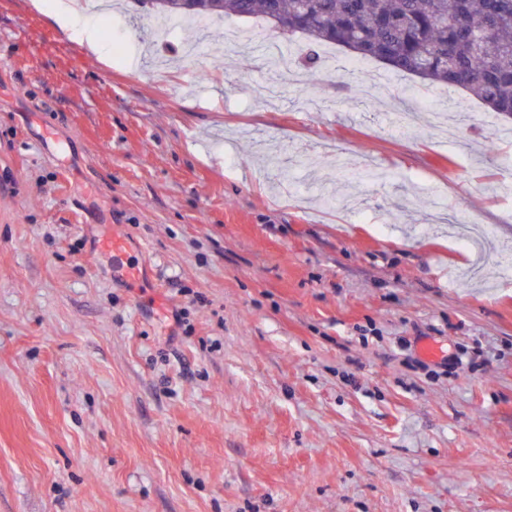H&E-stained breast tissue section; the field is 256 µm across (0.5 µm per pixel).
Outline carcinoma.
Wrapping results in <instances>:
<instances>
[{"mask_svg": "<svg viewBox=\"0 0 512 512\" xmlns=\"http://www.w3.org/2000/svg\"><path fill=\"white\" fill-rule=\"evenodd\" d=\"M149 2L158 23L260 16L285 40L331 43L512 115V0H200L193 9Z\"/></svg>", "mask_w": 512, "mask_h": 512, "instance_id": "carcinoma-1", "label": "carcinoma"}]
</instances>
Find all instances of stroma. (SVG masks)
<instances>
[{"mask_svg":"<svg viewBox=\"0 0 512 512\" xmlns=\"http://www.w3.org/2000/svg\"><path fill=\"white\" fill-rule=\"evenodd\" d=\"M95 26L0 0V512H512V116L273 74L259 18ZM48 13L55 25L70 40L85 45L93 55H101L102 44L96 32L81 17L80 5L75 0H56L48 5ZM96 251H105L112 254V271L126 277L132 283L137 282L140 276L138 263L129 255L130 247L128 240L117 234L114 230L109 235L103 236L95 245Z\"/></svg>","mask_w":512,"mask_h":512,"instance_id":"35a3bbf8","label":"stroma"}]
</instances>
